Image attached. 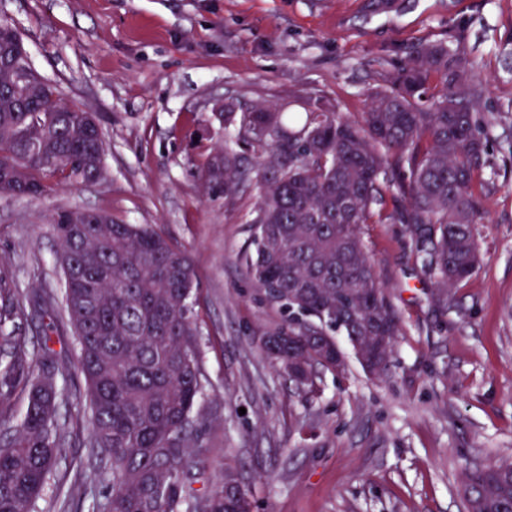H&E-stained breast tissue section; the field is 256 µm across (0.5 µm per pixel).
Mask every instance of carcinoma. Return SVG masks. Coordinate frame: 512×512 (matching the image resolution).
<instances>
[{
    "label": "carcinoma",
    "mask_w": 512,
    "mask_h": 512,
    "mask_svg": "<svg viewBox=\"0 0 512 512\" xmlns=\"http://www.w3.org/2000/svg\"><path fill=\"white\" fill-rule=\"evenodd\" d=\"M437 78V91L430 79ZM485 88L458 49L420 43L383 77L365 112L339 115L304 98L305 112L224 104L217 120L235 141L205 161V181L230 200L258 189L246 258L257 292L285 314L281 343L266 352L304 376L330 370L335 335L369 322L363 345L388 370L400 321L362 239L364 224H403L438 302L478 265L477 185L487 167ZM106 142L97 116L59 98L32 67L16 27L0 20V195L46 197L103 178ZM79 209L52 212L64 308L91 405L90 445L112 474L101 512H251L248 496L224 497L227 469L202 492L189 462L203 452L192 413L203 392L193 273L187 253L148 224ZM39 372L14 341L0 363V423L18 391L27 408L0 444V512H34L60 453L61 395L51 355ZM466 512H512V463L466 475Z\"/></svg>",
    "instance_id": "carcinoma-1"
}]
</instances>
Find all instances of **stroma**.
I'll use <instances>...</instances> for the list:
<instances>
[{
  "label": "stroma",
  "mask_w": 512,
  "mask_h": 512,
  "mask_svg": "<svg viewBox=\"0 0 512 512\" xmlns=\"http://www.w3.org/2000/svg\"><path fill=\"white\" fill-rule=\"evenodd\" d=\"M31 62L63 102L98 113L101 181L43 199L0 196V308L33 361L49 323L38 291L62 295L59 245L47 214L82 208L158 226L188 254L204 390L193 418L201 480L237 466L253 512H463L465 474L512 462V0H0ZM461 35L463 59L487 93L485 176L476 273L435 296L400 224L363 229L366 251L401 322L386 374L357 362L299 389L263 351L282 314L256 295L244 251L257 190L232 201L202 178L224 142L215 104L298 112L299 92L337 113L364 112L371 88L420 42ZM62 389L61 456L37 512H97L99 466L73 336L55 337Z\"/></svg>",
  "instance_id": "stroma-1"
}]
</instances>
